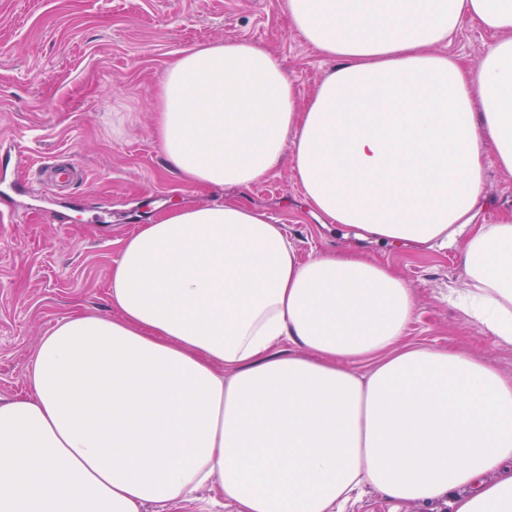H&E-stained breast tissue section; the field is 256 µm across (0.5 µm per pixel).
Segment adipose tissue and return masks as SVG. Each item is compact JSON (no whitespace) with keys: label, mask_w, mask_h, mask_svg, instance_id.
I'll return each mask as SVG.
<instances>
[{"label":"adipose tissue","mask_w":512,"mask_h":512,"mask_svg":"<svg viewBox=\"0 0 512 512\" xmlns=\"http://www.w3.org/2000/svg\"><path fill=\"white\" fill-rule=\"evenodd\" d=\"M285 10L333 62L311 98L265 48L190 50L155 101L171 168L246 187L287 158L354 239L460 244L463 311L512 346V221H474L487 160L512 174V0ZM467 22L497 36L470 66L447 51ZM110 298L43 336L27 393L0 404V512H140L207 483L234 512H344L366 487L512 512V377L400 347L415 300L390 265L300 260L264 212L215 202L129 234Z\"/></svg>","instance_id":"adipose-tissue-1"}]
</instances>
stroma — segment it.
Wrapping results in <instances>:
<instances>
[{"mask_svg":"<svg viewBox=\"0 0 512 512\" xmlns=\"http://www.w3.org/2000/svg\"><path fill=\"white\" fill-rule=\"evenodd\" d=\"M273 51L301 99L332 66L290 28L285 0H0V178L13 180L11 144L31 165L71 157L82 207L53 224L58 191L11 202L0 223V403L25 388L41 336L71 314L111 315L112 270L122 240L187 203L231 200L282 225L301 257L356 246L389 264L416 305L406 346L453 347L512 376V347L446 300L467 277L459 246L355 241L306 204L290 162L247 188L199 186L167 163L154 134V102L169 65L216 41ZM512 220V175L486 167L479 224Z\"/></svg>","mask_w":512,"mask_h":512,"instance_id":"stroma-1","label":"stroma"}]
</instances>
